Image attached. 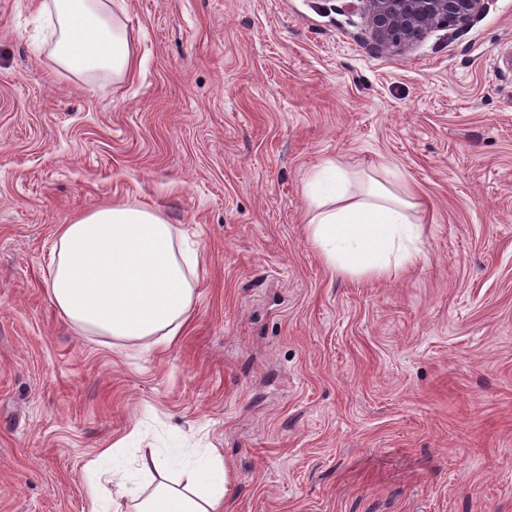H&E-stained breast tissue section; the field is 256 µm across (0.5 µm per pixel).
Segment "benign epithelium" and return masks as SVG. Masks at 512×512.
Returning a JSON list of instances; mask_svg holds the SVG:
<instances>
[{
	"instance_id": "7a95c632",
	"label": "benign epithelium",
	"mask_w": 512,
	"mask_h": 512,
	"mask_svg": "<svg viewBox=\"0 0 512 512\" xmlns=\"http://www.w3.org/2000/svg\"><path fill=\"white\" fill-rule=\"evenodd\" d=\"M484 0H348L346 6L366 18L376 46L402 52L435 28L467 23Z\"/></svg>"
}]
</instances>
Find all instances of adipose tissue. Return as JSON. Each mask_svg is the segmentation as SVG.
Masks as SVG:
<instances>
[{
    "label": "adipose tissue",
    "mask_w": 512,
    "mask_h": 512,
    "mask_svg": "<svg viewBox=\"0 0 512 512\" xmlns=\"http://www.w3.org/2000/svg\"><path fill=\"white\" fill-rule=\"evenodd\" d=\"M58 38L52 55L77 75L129 72L125 34L107 0H52ZM308 235L338 274H382L412 261L417 232L408 193L362 185L341 161H327L307 183ZM197 252L176 246L159 212L99 206L61 225L47 283L51 300L78 329L125 340L170 343L191 309ZM130 470L121 444L104 449L85 472L90 512L122 501L127 512H224L227 472L217 449H149Z\"/></svg>",
    "instance_id": "adipose-tissue-1"
}]
</instances>
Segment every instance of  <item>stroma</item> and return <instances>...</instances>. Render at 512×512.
<instances>
[{
  "label": "stroma",
  "mask_w": 512,
  "mask_h": 512,
  "mask_svg": "<svg viewBox=\"0 0 512 512\" xmlns=\"http://www.w3.org/2000/svg\"><path fill=\"white\" fill-rule=\"evenodd\" d=\"M0 0V512H88L99 451L216 448L224 512H512V0L399 53L345 0H112L135 68L62 70ZM421 203L418 259L334 273L305 183ZM163 214L198 246L170 345L80 331L59 225Z\"/></svg>",
  "instance_id": "obj_1"
}]
</instances>
